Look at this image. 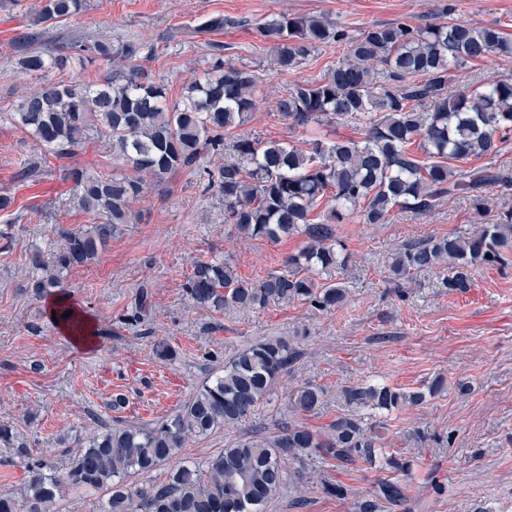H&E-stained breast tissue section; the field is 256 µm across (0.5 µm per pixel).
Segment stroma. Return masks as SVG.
<instances>
[{"label": "stroma", "mask_w": 512, "mask_h": 512, "mask_svg": "<svg viewBox=\"0 0 512 512\" xmlns=\"http://www.w3.org/2000/svg\"><path fill=\"white\" fill-rule=\"evenodd\" d=\"M40 0H20L0 9V195L12 198L9 249L0 248V423L11 424L15 445L0 446V492L16 491L27 473L20 458L29 451L66 462L79 438L123 423L149 424L173 413L197 387L237 351L255 340L281 337L298 345L300 360L276 383L241 425L193 437L184 458L202 461L245 433H270L288 423L326 431L346 407L341 388L383 381L405 389L426 388L435 378L444 387L418 406L393 412L384 446L411 460L407 497L383 512H512V251L501 263L481 268L468 292L441 288L435 272L392 282L386 266L404 243L457 232L472 224L470 198L444 200L428 216L393 212L389 223L368 225L352 217L337 225L350 261L335 276L345 282L346 303L326 313L298 302L247 310L197 307L184 290L193 261L229 258L245 279L281 268L305 244L296 234L277 242L236 236L224 222V201L198 175L183 171L150 183L134 204L135 218L109 242L97 262L65 273L64 294L91 316L99 341L77 347L46 311L27 283L26 257L51 253L56 225L86 224V215L63 205L78 169L109 175L118 165L107 140L93 136L64 159H49L37 176H20L24 160L40 150L20 127L3 120L35 80L14 76L15 37L30 28ZM451 18L494 27L512 38V0H89L88 9L43 27V40L87 38L145 40L154 53L140 67L162 80L170 100L212 62L210 46L224 47L225 63L247 68L258 78V105L243 132L301 145L274 102L303 81L323 78L346 48L335 45L308 57L297 71L274 70L272 41L257 35L265 18L286 13L325 16L355 34L371 24L439 21L444 6ZM233 18L218 31L201 30L202 20ZM482 77L512 78V57L476 60L449 74L456 90ZM151 306L137 313L139 292ZM170 345L173 360L160 359L158 343ZM327 387L317 410L296 409L304 382ZM322 473L343 488L340 496L319 486L298 509L289 495L270 512H357L372 496L384 471L367 464H336Z\"/></svg>", "instance_id": "stroma-1"}]
</instances>
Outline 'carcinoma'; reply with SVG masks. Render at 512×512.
<instances>
[{
	"label": "carcinoma",
	"mask_w": 512,
	"mask_h": 512,
	"mask_svg": "<svg viewBox=\"0 0 512 512\" xmlns=\"http://www.w3.org/2000/svg\"><path fill=\"white\" fill-rule=\"evenodd\" d=\"M88 7V0H42L34 24H57ZM257 31L275 42L273 64L281 72L299 69L325 47L347 44L345 57L323 78L294 85L276 99L275 108L290 128L306 131L361 114L364 137L326 141L316 134L299 148L235 132L256 108L257 79L247 68L225 65L219 45L213 47V64L172 103L164 83L135 65L153 53L149 43L69 39L38 45L29 34L15 40L17 69L38 83L0 119L22 127L58 158L69 156L91 133L106 138L123 171L109 177L69 173L73 185L65 206L90 222L59 228L60 243L50 260L39 250L28 254L36 295L61 291L64 272L99 259L121 226L132 223L131 205L147 179L160 182L180 170L207 178L206 189L224 199V223L241 236L308 238L282 269L257 281L240 278L226 258L195 262L186 293L217 312L295 301L328 312L348 294L344 283L332 281L331 273L349 262L334 225L354 214L364 224H386L396 208L427 215L460 194L472 197L482 214L484 187L512 186V176L492 166L458 165L472 156H496L512 137V81L489 79L448 93L450 71L490 56H512V41L498 30L440 20L418 27L372 24L352 36L324 16L282 13L258 23ZM94 61L110 66L102 80L74 79L76 69ZM413 144L426 160L410 150ZM226 149L231 159L213 168L203 164ZM324 200L325 209L312 221ZM506 250H512V210L492 224L403 245L391 257L388 273L398 282L434 270L449 293H464L475 271L502 261ZM297 359L286 339H260L225 362L174 413L149 425L117 424L86 436L63 468L25 453L28 479L19 492L0 494V512H58L64 487L105 492L99 512H268L285 489L295 494V504L304 505L298 482L328 459L340 465L379 461L408 471L407 460L387 455L381 446L385 418L423 403L440 391L441 379L425 392L382 382L349 386L341 397L356 411L336 416L325 433L290 424L270 435L239 437L201 462L177 460L187 438L234 428L250 417ZM325 396L323 386L307 383L295 404L312 411ZM359 408L374 410L381 419L368 423ZM164 465L162 482L129 483ZM405 490L399 481L382 479L372 497L357 503L358 512H380L383 502H401Z\"/></svg>",
	"instance_id": "carcinoma-1"
}]
</instances>
